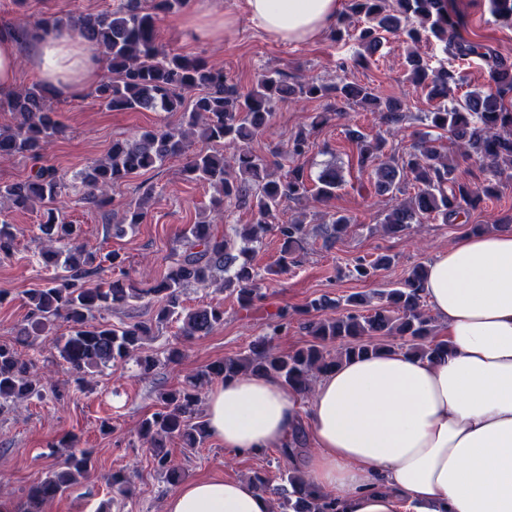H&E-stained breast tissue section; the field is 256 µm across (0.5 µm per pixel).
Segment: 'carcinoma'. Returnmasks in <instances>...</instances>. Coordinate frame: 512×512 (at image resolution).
I'll list each match as a JSON object with an SVG mask.
<instances>
[{
  "instance_id": "obj_1",
  "label": "carcinoma",
  "mask_w": 512,
  "mask_h": 512,
  "mask_svg": "<svg viewBox=\"0 0 512 512\" xmlns=\"http://www.w3.org/2000/svg\"><path fill=\"white\" fill-rule=\"evenodd\" d=\"M186 0H119L111 10L62 17L43 14L12 30L26 41L33 28H70L102 57L105 72L91 95L111 111L179 112L180 125L146 130L132 139H116L107 157L96 160L74 174L82 187L86 205L105 208L112 188L131 175L162 166L174 157H186L184 175L216 189L212 204L224 208L230 201L251 211V223L235 231L244 246L215 233L211 224L201 221L187 225L181 233L182 249L166 275L152 288L139 289L125 274L86 286V279L99 273L102 263L120 267L123 260L113 252L103 258L78 244L81 227L60 218L54 204L65 189L64 177L56 167L44 162V151L65 133L57 119L47 87L34 83L12 96L0 98V111L14 116V123L0 127V158L26 157L37 163L24 180L0 183V209H45L46 218L37 225V238L43 244L45 268L53 270L46 280L24 291L29 327L13 342L0 343V413L13 404L32 398L44 399L52 388L34 372L33 363L21 357L18 346H32L46 326L58 318L71 324L70 333L56 343L58 357L78 373L77 388L82 390L86 376L108 366L134 359L148 372L160 363L154 356H140L144 340L152 328L143 322L115 327L108 323L92 325L94 313L128 305L146 296L160 298L158 322L182 321L180 335L189 340L207 336L224 324V309L202 305L188 312L182 306L184 288L194 283L206 286L222 276L220 287L237 295L243 308L260 297L257 272L248 259L251 245L262 242L270 224L290 201L309 199L326 203L343 184L341 171L325 166L312 177L302 166L288 168L277 178L268 174L266 158L255 153L253 139L273 117L277 104L292 100H333L358 104L380 113L386 131L397 130L406 119L405 103L396 96L381 97L375 90L354 82L327 84L314 80L291 79L279 70L261 74L245 90L230 81L224 70L201 57H188L163 50L158 39L159 15L175 12ZM491 12L512 26V0H489ZM351 14L357 17L347 36L354 38L369 55H374L386 33H404L413 42L433 39L455 61L471 58L487 66L488 87L484 93L472 92L450 97L460 80L452 65L433 66L416 52L406 57L407 79L426 91L432 108L423 113L427 127L448 131L454 137L461 157L486 167L488 177L474 183L459 172L458 163L443 155L427 135H420L411 149L399 156L387 151L386 139L360 130H348L355 144L357 163L374 170L375 187L380 194L393 197L403 192L412 180L416 192L386 210L382 230L397 235L413 224L428 219L454 223L458 214L476 210L498 194L502 178H512V64L494 49L469 41L460 33L461 21L448 11V0H350ZM228 144L235 150L233 165L224 163L219 151L189 152L193 138ZM310 132L300 130L288 147L287 155L301 156L309 149ZM352 219L339 212L324 216L321 233L328 244L341 238ZM281 251L270 274L278 275L294 262L308 231L303 219L295 218L276 225ZM15 249L12 226L0 224V255ZM393 257L380 254L368 260L358 257L351 270L358 280H369L389 268ZM425 266L416 265L407 277L379 293L380 303L367 307L371 297L353 293L332 299L312 298L308 312L336 310V316L311 320L306 328L313 341L286 354L266 347L226 357L186 376L180 386L159 394L154 412L141 420L139 436L148 443L156 468L169 483L178 482L182 473L169 465L167 444L179 442L184 448H198L209 437L207 424L199 413L200 388L241 372L271 374L285 386L308 392L318 375L333 370L351 357L374 352L382 343H364L373 336L401 340L399 348L421 356L434 357L442 344L433 343L435 325L423 310L420 284ZM339 341L336 354L326 344ZM59 446L69 449L64 468L50 470L30 486L29 507L35 512L43 503L63 496L79 476L88 475L93 466L91 453L77 447L76 437L67 436ZM279 512H336L334 499L315 497L291 468L280 476Z\"/></svg>"
}]
</instances>
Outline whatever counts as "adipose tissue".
<instances>
[{
  "instance_id": "ef3b65f1",
  "label": "adipose tissue",
  "mask_w": 512,
  "mask_h": 512,
  "mask_svg": "<svg viewBox=\"0 0 512 512\" xmlns=\"http://www.w3.org/2000/svg\"><path fill=\"white\" fill-rule=\"evenodd\" d=\"M251 23L300 44L336 24L340 0H245ZM57 94L97 84L103 62L72 30L0 29V95L18 59ZM422 295L447 355L390 348L321 375L311 399L272 375L242 373L209 395L211 434L240 455L285 447L296 426L312 437L299 473L337 512H512V231L468 234L426 266ZM164 512H274L240 479L185 482Z\"/></svg>"
}]
</instances>
